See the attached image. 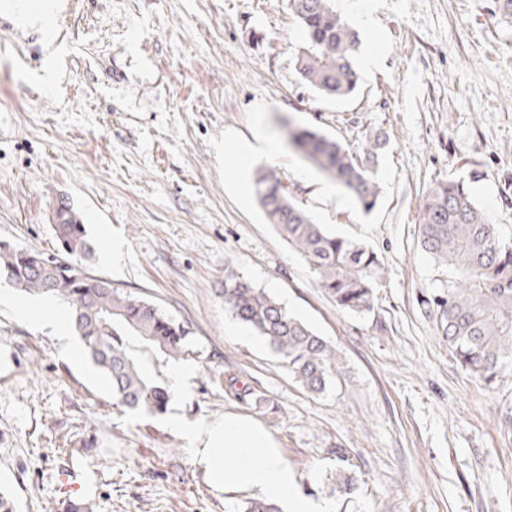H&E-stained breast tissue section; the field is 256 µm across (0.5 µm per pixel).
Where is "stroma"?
Wrapping results in <instances>:
<instances>
[{
	"mask_svg": "<svg viewBox=\"0 0 512 512\" xmlns=\"http://www.w3.org/2000/svg\"><path fill=\"white\" fill-rule=\"evenodd\" d=\"M61 4L50 39L0 13V244L55 252L51 205L67 198L98 249L90 273L190 327L193 375L170 404L194 426L232 411L267 427L299 493L331 512H512V375L486 389L449 352L422 303L442 274L418 234L427 187L460 179L512 237V21L494 0H335L348 24L361 10L375 21L357 32L358 89L342 101L297 74L289 0ZM287 119L357 151L381 141L374 210L342 188L319 195L328 178L287 146ZM258 131L283 149L239 170L224 144ZM260 170L378 253L372 313H341L316 286L254 196ZM106 234L121 267L99 252ZM228 265L336 347L324 393L256 335H230ZM56 310L0 305V490L16 512H235L166 414L114 404ZM231 377L247 396L229 395ZM339 447L359 479L348 503L328 481Z\"/></svg>",
	"mask_w": 512,
	"mask_h": 512,
	"instance_id": "1",
	"label": "stroma"
}]
</instances>
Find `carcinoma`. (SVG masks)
<instances>
[{
    "label": "carcinoma",
    "mask_w": 512,
    "mask_h": 512,
    "mask_svg": "<svg viewBox=\"0 0 512 512\" xmlns=\"http://www.w3.org/2000/svg\"><path fill=\"white\" fill-rule=\"evenodd\" d=\"M304 34L295 57L300 78L319 94L347 98L357 87L353 64L357 39L333 0H290ZM288 145L319 172L352 191L369 211L379 198L370 166L379 142L364 155L321 132L290 124ZM253 189L270 224L308 264L316 283L339 311L364 316L374 309V289L383 275L375 251L336 236L314 221L288 195L274 174H259ZM61 256L0 246V275L32 296L51 295L68 304L85 350L112 386L120 405L150 414L164 411L166 385L145 365L144 354L164 365L189 354L191 330L155 304L93 281L83 261L93 256L80 216L65 199L51 211ZM422 249L445 273L443 288L424 298L456 361L487 386L512 371V242L504 240L464 181L429 186L418 225ZM224 306L282 359L308 391L321 393L339 374L336 348L292 315L276 297L254 286L233 267L224 274ZM333 491L350 497L357 479L345 452H336ZM237 512H280L263 500L247 499Z\"/></svg>",
    "instance_id": "cac0c4a2"
}]
</instances>
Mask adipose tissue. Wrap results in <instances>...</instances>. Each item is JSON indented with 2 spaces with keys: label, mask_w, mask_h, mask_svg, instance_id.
I'll return each instance as SVG.
<instances>
[{
  "label": "adipose tissue",
  "mask_w": 512,
  "mask_h": 512,
  "mask_svg": "<svg viewBox=\"0 0 512 512\" xmlns=\"http://www.w3.org/2000/svg\"><path fill=\"white\" fill-rule=\"evenodd\" d=\"M58 0H0V12L18 23L52 34ZM172 431L193 448L196 463L215 489L233 495L249 492L284 507L285 512H323L296 492L297 478L283 459L274 434L262 424L228 412L223 422L204 428L169 420Z\"/></svg>",
  "instance_id": "obj_1"
}]
</instances>
